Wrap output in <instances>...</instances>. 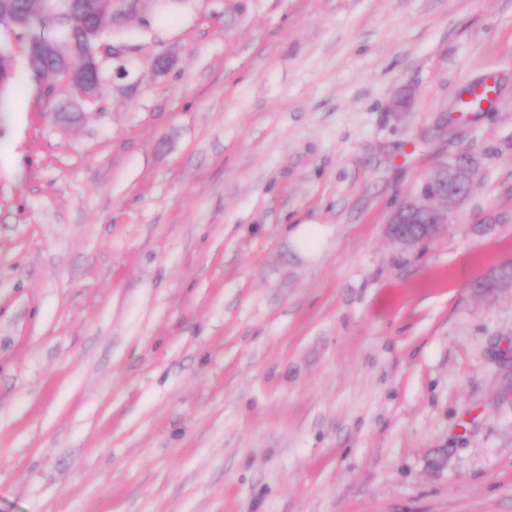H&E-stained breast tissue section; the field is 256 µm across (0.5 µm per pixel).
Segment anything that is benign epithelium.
I'll list each match as a JSON object with an SVG mask.
<instances>
[{
    "instance_id": "benign-epithelium-1",
    "label": "benign epithelium",
    "mask_w": 512,
    "mask_h": 512,
    "mask_svg": "<svg viewBox=\"0 0 512 512\" xmlns=\"http://www.w3.org/2000/svg\"><path fill=\"white\" fill-rule=\"evenodd\" d=\"M475 171L453 159L442 164L411 199L388 219V233L399 246L413 248L439 234L466 199Z\"/></svg>"
}]
</instances>
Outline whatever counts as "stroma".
<instances>
[{
  "label": "stroma",
  "mask_w": 512,
  "mask_h": 512,
  "mask_svg": "<svg viewBox=\"0 0 512 512\" xmlns=\"http://www.w3.org/2000/svg\"><path fill=\"white\" fill-rule=\"evenodd\" d=\"M101 42L84 102L0 37V512H512V0H142ZM475 171L453 159L442 164L411 199L388 219V233L399 246L413 248L439 234L466 199Z\"/></svg>",
  "instance_id": "1"
}]
</instances>
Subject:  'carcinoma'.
I'll return each instance as SVG.
<instances>
[{"label": "carcinoma", "instance_id": "carcinoma-1", "mask_svg": "<svg viewBox=\"0 0 512 512\" xmlns=\"http://www.w3.org/2000/svg\"><path fill=\"white\" fill-rule=\"evenodd\" d=\"M121 10L116 0H0V27L26 39L27 67L36 84L49 90L68 74L76 90L86 93L101 79L95 36ZM41 28L54 36L33 33Z\"/></svg>", "mask_w": 512, "mask_h": 512}]
</instances>
